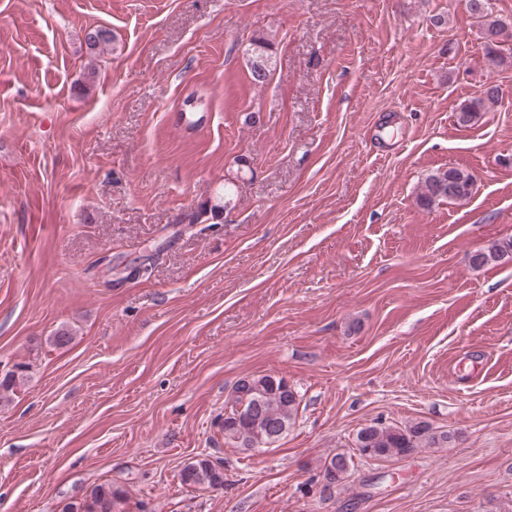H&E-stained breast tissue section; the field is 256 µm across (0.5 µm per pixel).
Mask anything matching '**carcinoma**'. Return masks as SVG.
Returning a JSON list of instances; mask_svg holds the SVG:
<instances>
[{"label": "carcinoma", "mask_w": 512, "mask_h": 512, "mask_svg": "<svg viewBox=\"0 0 512 512\" xmlns=\"http://www.w3.org/2000/svg\"><path fill=\"white\" fill-rule=\"evenodd\" d=\"M471 13L482 23L483 39L492 67L504 64V43L511 38L509 24L494 15L491 0H469ZM113 36L109 29L99 27L87 32L85 41L90 53L97 54L110 44ZM250 76L254 83L265 84L271 72V55L267 44L260 40L252 43L249 60ZM499 92L492 89L482 91L481 95L464 104L457 113V121L462 125L473 123L480 113L497 105ZM477 179L474 174L458 168L436 172L426 177L417 203L429 208L442 201L462 202L470 199L476 192ZM512 256V241L495 242L484 250L472 255L471 263L480 268L497 264ZM247 401L245 413L237 416L235 410L224 416V443L235 448L247 449L266 437L270 431L283 435L295 422L301 403L297 391L288 387V383L272 375L247 376L240 379L234 389V397L229 403L234 405ZM455 436L449 431H432L426 424H417L404 429L399 427L369 426L358 431L355 447L360 456L371 459H387L405 456L424 445L443 448ZM353 455L345 452L334 454L322 466L328 486L341 485L351 467ZM181 483L190 488H215L224 485V473L217 463L207 456L188 462L180 472ZM126 492L110 482L92 487L85 499L65 504L61 512H126Z\"/></svg>", "instance_id": "1"}]
</instances>
